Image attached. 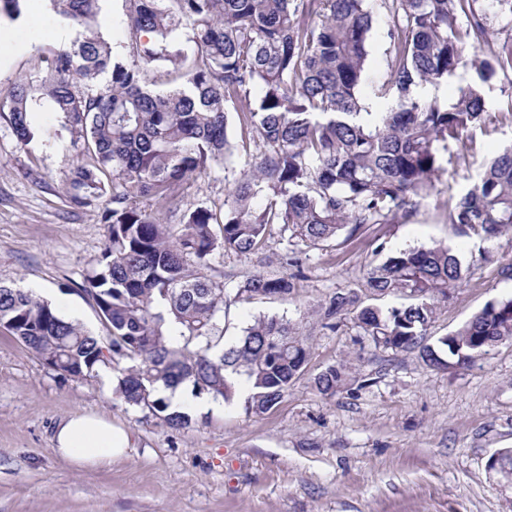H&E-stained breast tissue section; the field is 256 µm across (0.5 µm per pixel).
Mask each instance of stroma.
<instances>
[{
  "label": "stroma",
  "instance_id": "obj_1",
  "mask_svg": "<svg viewBox=\"0 0 512 512\" xmlns=\"http://www.w3.org/2000/svg\"><path fill=\"white\" fill-rule=\"evenodd\" d=\"M54 13L26 7L0 20V91L16 70L38 66L37 48H53ZM387 19L378 16L361 94L370 111H388L373 90L385 81L391 52ZM487 120L475 149L461 153L435 196L394 224H370L317 249L288 254L272 234L258 253L215 254L209 276L235 293L246 276L286 274L283 297L234 304L224 315V343L234 344L254 317H286L311 331L305 374L272 409L245 412L247 390L195 413L183 429L159 425L115 398L103 375L82 380L47 369L0 328V512H512V477L489 466L512 448V342L468 364L427 366L419 349L375 347L353 315L322 327L319 310L336 293H365L369 264L407 246L448 244L467 268L460 288L436 305L422 339L432 345L491 301L512 296V242L458 235L450 203L483 162L512 145V74L485 88ZM77 151L20 145L0 119V283L68 303L64 317L102 333L93 300L80 286L105 244L101 202L71 208L64 174ZM224 175L196 177L179 209L218 207ZM347 363L351 382L320 394L314 377ZM77 412L97 414L128 432L131 447L111 463L83 469L53 451L56 425Z\"/></svg>",
  "mask_w": 512,
  "mask_h": 512
}]
</instances>
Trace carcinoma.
Here are the masks:
<instances>
[{
	"instance_id": "obj_1",
	"label": "carcinoma",
	"mask_w": 512,
	"mask_h": 512,
	"mask_svg": "<svg viewBox=\"0 0 512 512\" xmlns=\"http://www.w3.org/2000/svg\"><path fill=\"white\" fill-rule=\"evenodd\" d=\"M26 0H0V17H21ZM76 31L70 45L19 71L0 117L17 141L40 138L53 147L70 134L86 160L66 175L67 201L83 208L106 196V242L84 278L104 336L63 317L22 288L0 284V327L62 376L87 378L99 367L115 373L113 394L148 410L171 428L189 424L169 411L158 388L192 383L194 393L227 401L233 376L249 387L245 412L259 416L303 375L307 338L290 321L259 316L228 348L221 346L224 310L256 296L287 295L286 275L253 274L235 294L209 277L220 251L251 254L271 227L292 246L316 248L344 230L389 224L412 214L434 193L453 148L472 140L486 120L484 87L512 73V39L489 43L487 13L475 0H379L389 18L388 79L376 95L390 110L368 111L360 94L375 21L370 0H125L126 55L102 35L104 0H45ZM192 30L191 51L178 41ZM161 66L178 73L168 91L148 87ZM466 66L471 80L443 102L428 93ZM260 95L252 97L254 88ZM236 113L242 146L257 153L237 163L228 131ZM39 112L59 115L38 129ZM224 172V204L198 206L178 224L171 209L193 176ZM448 223L484 240L512 237V146L491 158L448 209ZM465 268L446 245L408 246L366 271L375 295L407 293L413 302L362 305L338 293L325 307V327L353 313L376 344L407 350L434 315V301L460 286ZM512 340V297L487 304L454 333L426 346L433 367L467 363ZM343 364L314 378L332 396L348 382Z\"/></svg>"
}]
</instances>
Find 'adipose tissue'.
I'll return each mask as SVG.
<instances>
[{
  "instance_id": "1",
  "label": "adipose tissue",
  "mask_w": 512,
  "mask_h": 512,
  "mask_svg": "<svg viewBox=\"0 0 512 512\" xmlns=\"http://www.w3.org/2000/svg\"><path fill=\"white\" fill-rule=\"evenodd\" d=\"M53 443L60 457L79 467H93L123 455L130 446V437L104 418L77 414L58 424Z\"/></svg>"
}]
</instances>
